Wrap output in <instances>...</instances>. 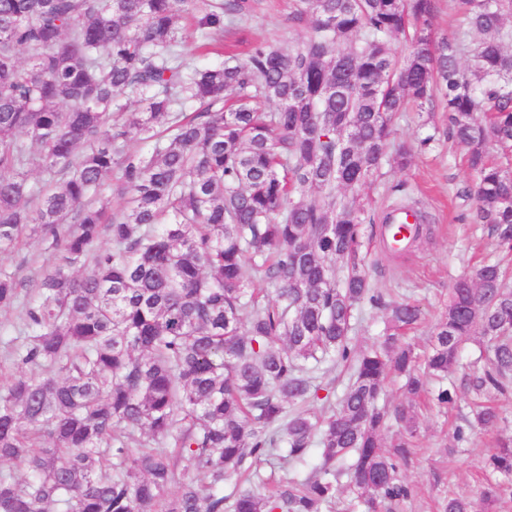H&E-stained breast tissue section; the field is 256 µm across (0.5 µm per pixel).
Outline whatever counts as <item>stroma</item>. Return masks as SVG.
I'll use <instances>...</instances> for the list:
<instances>
[{"instance_id": "stroma-1", "label": "stroma", "mask_w": 512, "mask_h": 512, "mask_svg": "<svg viewBox=\"0 0 512 512\" xmlns=\"http://www.w3.org/2000/svg\"><path fill=\"white\" fill-rule=\"evenodd\" d=\"M293 9L294 0H261L252 16L241 23L240 37L284 51L297 49L311 30L307 25L291 22ZM446 127L439 111L430 117L413 110L397 120V141L413 146L432 133L437 142L425 152L414 153L406 169H388L384 181L365 192L372 217L371 224L364 227L365 269L374 287L382 289L387 299H409L424 310L423 323L409 335L410 342L420 350L428 345L454 281L468 273L473 264L501 257L490 226L472 220L474 205L465 193L475 175L466 166L461 150L448 140ZM399 182L407 186V202L423 212L427 234L411 254L393 261L382 251L376 219L392 203L387 186ZM49 257L47 243L30 232L15 252L0 254V268L16 270L27 277ZM479 354V343L467 344L461 368L448 381L456 391V407L445 414L427 412L421 420L418 454L402 472L403 479L415 488V496L404 512H433L435 501L444 495L471 496L477 491L483 477L486 436L483 431H475L472 445L458 450L452 428L459 416L469 411L472 396L467 375Z\"/></svg>"}]
</instances>
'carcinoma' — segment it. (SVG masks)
I'll use <instances>...</instances> for the list:
<instances>
[{"label":"carcinoma","mask_w":512,"mask_h":512,"mask_svg":"<svg viewBox=\"0 0 512 512\" xmlns=\"http://www.w3.org/2000/svg\"><path fill=\"white\" fill-rule=\"evenodd\" d=\"M457 4L466 31L437 41L438 0H295L291 20L312 28L301 47L254 43L243 61L198 67L183 15L222 57L223 38L208 39L258 0H0V253L29 229L58 252L33 294L0 268V309H21L7 354L43 371L0 386V461L25 472L0 473V512H328L342 494L390 512L412 497L401 471L420 400L456 405L445 382L477 334L480 402L453 439L497 427L494 400L512 389L506 272L484 262L457 278L421 357L403 338L423 311L371 285L364 205L345 194L409 165L410 148L389 150L395 122L411 101L436 103L476 173V218L512 251V172L490 156L512 148V0ZM35 170L48 179L31 182ZM109 175L123 205L106 222L94 203ZM398 209L416 217L399 241ZM422 223L392 207L386 253H410ZM364 303L386 327L359 346ZM316 449L305 478L260 477L261 463L295 468ZM484 468L480 499L441 512L512 500L511 436Z\"/></svg>","instance_id":"1"}]
</instances>
